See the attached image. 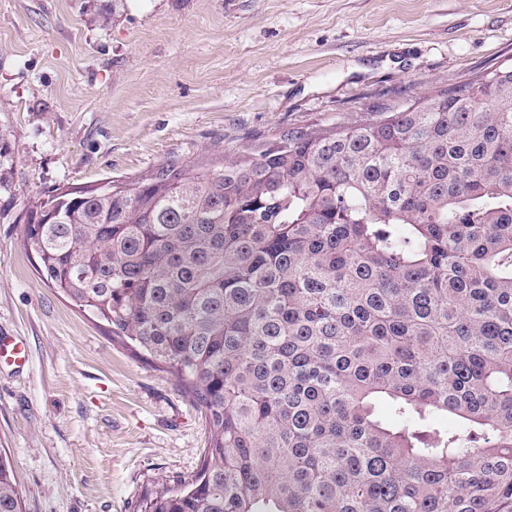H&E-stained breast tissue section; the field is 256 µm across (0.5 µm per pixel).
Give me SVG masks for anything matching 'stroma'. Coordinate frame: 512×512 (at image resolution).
<instances>
[{
    "mask_svg": "<svg viewBox=\"0 0 512 512\" xmlns=\"http://www.w3.org/2000/svg\"><path fill=\"white\" fill-rule=\"evenodd\" d=\"M512 64V0H0V453L23 512H138L195 472L209 430L176 379L35 271L24 206L57 186L233 158L298 128ZM14 178V153L12 152L8 142L1 135L0 137V194L7 196L8 206H1V216L8 211L10 203L14 200L13 188ZM27 359V351L22 342L0 336V364L5 361L9 364L21 366L27 362Z\"/></svg>",
    "mask_w": 512,
    "mask_h": 512,
    "instance_id": "1",
    "label": "stroma"
}]
</instances>
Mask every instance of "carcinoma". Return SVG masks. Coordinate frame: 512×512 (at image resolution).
I'll return each mask as SVG.
<instances>
[{"label":"carcinoma","mask_w":512,"mask_h":512,"mask_svg":"<svg viewBox=\"0 0 512 512\" xmlns=\"http://www.w3.org/2000/svg\"><path fill=\"white\" fill-rule=\"evenodd\" d=\"M26 221L39 277L204 409L140 512H512V67Z\"/></svg>","instance_id":"carcinoma-1"}]
</instances>
